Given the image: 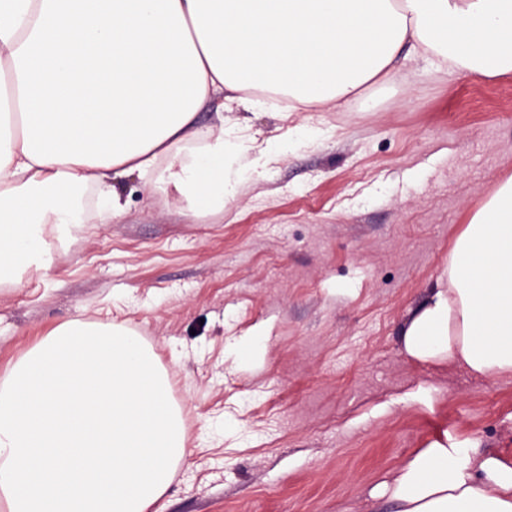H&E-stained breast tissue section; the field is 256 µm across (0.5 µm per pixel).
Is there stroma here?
Here are the masks:
<instances>
[{"mask_svg": "<svg viewBox=\"0 0 512 512\" xmlns=\"http://www.w3.org/2000/svg\"><path fill=\"white\" fill-rule=\"evenodd\" d=\"M398 68L343 110L234 109L258 176L224 209L129 175L121 223L48 235L50 266L0 283V379L74 319L133 328L167 372L187 454L148 512H384L372 490L431 442L512 459V377L399 336L512 174V78Z\"/></svg>", "mask_w": 512, "mask_h": 512, "instance_id": "obj_1", "label": "stroma"}]
</instances>
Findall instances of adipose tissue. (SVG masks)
I'll return each mask as SVG.
<instances>
[{"label": "adipose tissue", "mask_w": 512, "mask_h": 512, "mask_svg": "<svg viewBox=\"0 0 512 512\" xmlns=\"http://www.w3.org/2000/svg\"><path fill=\"white\" fill-rule=\"evenodd\" d=\"M449 74L512 76V0H0V279L47 263V227L126 213L136 173L188 210L242 184V143L197 124L205 104L293 112L358 100L402 53ZM421 363L512 376V175L457 236L448 283L400 329ZM390 512H512V460L432 442L385 484Z\"/></svg>", "instance_id": "obj_1"}]
</instances>
